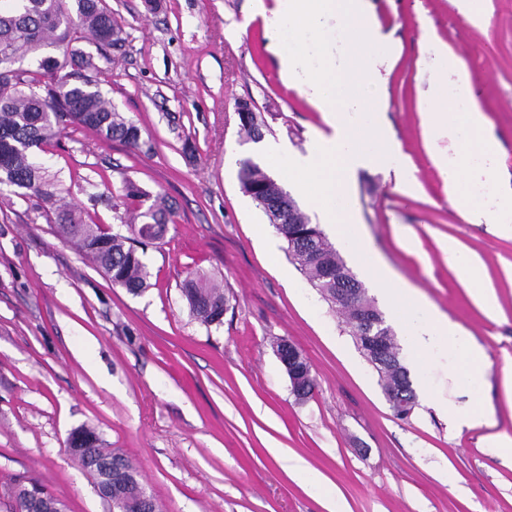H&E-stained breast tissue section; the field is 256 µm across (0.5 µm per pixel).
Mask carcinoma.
<instances>
[{
  "instance_id": "carcinoma-1",
  "label": "carcinoma",
  "mask_w": 512,
  "mask_h": 512,
  "mask_svg": "<svg viewBox=\"0 0 512 512\" xmlns=\"http://www.w3.org/2000/svg\"><path fill=\"white\" fill-rule=\"evenodd\" d=\"M51 40L65 50L62 57L39 56L43 43ZM83 42L117 48L124 42L123 29L112 16L106 0H0V185L9 184L29 191L39 206L53 215L61 239L78 244L92 258L112 284L131 294L147 285V270L138 248L163 237L171 209L158 197L138 213L141 224L128 225L129 234L109 232L90 224L80 212L62 201L58 180L41 163L36 150L61 136L70 126L86 128L103 139L137 146L139 128L112 104L90 73L96 70L94 57L79 47ZM243 191L257 186L273 196L279 188L265 185V172L250 159L241 162ZM123 198L139 202L149 193L127 179ZM298 224H277L275 229L287 243L288 255L299 265L324 300L335 285L321 279V266H339L350 272L318 224L298 214ZM304 238L311 239L319 252L312 259ZM189 311L206 325L222 323L224 291L204 273H196L182 288ZM382 391L412 387L410 372H399L389 363L376 369ZM99 460L123 470V481L112 485L108 502L122 512L128 492L139 485L138 471L121 453L99 444L91 430L80 432ZM15 512H66L63 501L43 490L35 502L16 505Z\"/></svg>"
}]
</instances>
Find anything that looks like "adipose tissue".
<instances>
[{
	"label": "adipose tissue",
	"instance_id": "ef3b65f1",
	"mask_svg": "<svg viewBox=\"0 0 512 512\" xmlns=\"http://www.w3.org/2000/svg\"><path fill=\"white\" fill-rule=\"evenodd\" d=\"M439 66L431 76V86L422 98L425 111L424 132L435 138L450 133L456 143L465 147L458 164L441 166L448 184V194L459 211L474 215L478 212L477 199L467 191L464 175L479 158L496 154L499 141L490 120L471 93V80L462 60L447 46L438 51ZM448 88L447 101H439L438 92ZM448 261L462 282L471 287L473 301L487 316H495L497 304L492 295L482 289L485 277L482 264L465 252L456 242H448Z\"/></svg>",
	"mask_w": 512,
	"mask_h": 512
}]
</instances>
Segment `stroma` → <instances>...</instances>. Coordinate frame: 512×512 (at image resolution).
Wrapping results in <instances>:
<instances>
[{
    "instance_id": "1",
    "label": "stroma",
    "mask_w": 512,
    "mask_h": 512,
    "mask_svg": "<svg viewBox=\"0 0 512 512\" xmlns=\"http://www.w3.org/2000/svg\"><path fill=\"white\" fill-rule=\"evenodd\" d=\"M123 47L95 54L101 91L141 129L138 146L73 127L40 156L57 171L65 202L90 222L120 230L130 216L124 179L168 197L164 236L143 256L148 286H114L63 241L36 201L0 186V512H15L17 486H42L67 512H109L67 439L88 428L134 460L158 512H512V461L453 425L436 401H470L446 350L434 348L412 377L431 400L397 418L378 375L343 323L286 253L287 244L239 182L256 159L240 131L238 100L251 101L265 138L306 151L324 127L302 89L280 72L278 34L251 0H106ZM382 31L401 45L378 59L355 118L378 113L420 190L395 171L359 170L349 193L364 240L402 286L486 351L483 402L496 431L512 435V237L467 221L433 161L455 164L458 144L423 134L421 97L437 62L422 26L461 57L500 142L470 170L483 212L512 188V0H490L487 28L455 0H371ZM455 239L482 262L499 311L488 317L459 280L443 246ZM207 273L228 299L222 324L195 320L182 295L189 274ZM285 339L316 379L297 400L273 345ZM294 452L321 478L319 496L270 452Z\"/></svg>"
}]
</instances>
